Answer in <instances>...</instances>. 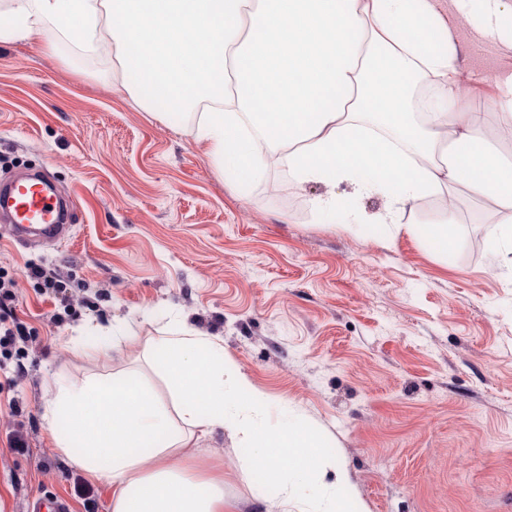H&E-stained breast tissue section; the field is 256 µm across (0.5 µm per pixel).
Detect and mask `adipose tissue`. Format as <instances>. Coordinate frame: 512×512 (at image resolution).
Returning a JSON list of instances; mask_svg holds the SVG:
<instances>
[{
  "label": "adipose tissue",
  "mask_w": 512,
  "mask_h": 512,
  "mask_svg": "<svg viewBox=\"0 0 512 512\" xmlns=\"http://www.w3.org/2000/svg\"><path fill=\"white\" fill-rule=\"evenodd\" d=\"M103 22L134 99L178 111L208 103L197 137L229 179L259 175L275 157L295 184L387 197L393 224L438 198L423 231L446 252L458 222L446 201L464 195L491 205V246L512 269V159L457 93L459 23L512 51V0H13L0 10V41L53 28L89 46ZM152 57L193 75L170 92L153 79ZM144 357L174 410L135 368L43 382L56 448L110 488V512H236L223 474L172 461L224 429L280 491L346 512L319 483L324 434L290 416L270 422L266 397L225 376L214 337L184 324L149 339Z\"/></svg>",
  "instance_id": "obj_1"
}]
</instances>
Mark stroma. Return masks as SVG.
I'll use <instances>...</instances> for the list:
<instances>
[{
    "instance_id": "obj_1",
    "label": "stroma",
    "mask_w": 512,
    "mask_h": 512,
    "mask_svg": "<svg viewBox=\"0 0 512 512\" xmlns=\"http://www.w3.org/2000/svg\"><path fill=\"white\" fill-rule=\"evenodd\" d=\"M459 35L470 45L459 94L488 111L483 79L512 70V52ZM199 113L138 104L111 35L93 55L52 29L0 42V178L46 172L74 210L62 244L0 230V278L15 282L26 334L0 347V512L53 495L71 512H109L106 485L53 445L43 381L123 370L184 321L222 342L272 410L326 430L321 484L357 512H512V273L491 224L461 203L446 254L380 223L378 193L299 186L279 165L229 184L197 140ZM332 194L349 203L347 226L317 208ZM30 262L56 268L69 308L26 278ZM89 320L118 328L112 357L77 337ZM199 448L176 464L221 469L241 512L276 498L229 432Z\"/></svg>"
}]
</instances>
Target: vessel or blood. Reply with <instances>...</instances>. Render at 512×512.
<instances>
[{
	"label": "vessel or blood",
	"instance_id": "obj_1",
	"mask_svg": "<svg viewBox=\"0 0 512 512\" xmlns=\"http://www.w3.org/2000/svg\"><path fill=\"white\" fill-rule=\"evenodd\" d=\"M0 229L22 245L68 238L70 227L48 174L0 184Z\"/></svg>",
	"mask_w": 512,
	"mask_h": 512
}]
</instances>
